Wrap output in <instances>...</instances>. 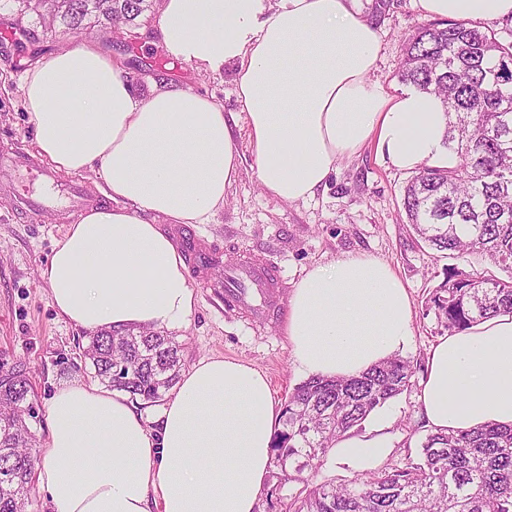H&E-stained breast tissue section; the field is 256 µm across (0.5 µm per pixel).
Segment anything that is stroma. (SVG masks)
<instances>
[{
	"instance_id": "35a3bbf8",
	"label": "stroma",
	"mask_w": 512,
	"mask_h": 512,
	"mask_svg": "<svg viewBox=\"0 0 512 512\" xmlns=\"http://www.w3.org/2000/svg\"><path fill=\"white\" fill-rule=\"evenodd\" d=\"M156 15V8H149L130 34L97 24L71 33L61 25L44 23L34 12L18 14L12 2L0 8V28L20 25L27 30L26 62L64 46L96 42L120 56L137 90H147L150 82L162 79L215 98L225 111H239L234 69L214 73L199 64L175 63L154 35ZM427 21L416 0H390L377 25L381 51L372 79L392 92L404 90L398 78L403 44ZM12 54V47L0 45V155L35 158L39 155L35 129L21 89L24 71L13 63ZM235 136L246 166L226 190L224 206L212 223L189 227L203 244L223 253V265L212 268L210 277L222 278L225 266L243 257L261 256L278 268L279 290L285 297L311 269L346 254L368 255L388 263L410 297L414 336L403 356L413 362L415 373L409 388L383 406L389 423L378 429L369 418L362 431L378 432L389 443L385 467L400 469L417 462L420 443L429 432L419 404L426 359L431 346L448 333L428 300L449 271L474 274L483 268L481 259L451 258L419 239L402 208L403 191L412 174L391 165L375 146L344 159L328 187L314 198L287 204L262 190L250 166L254 148L246 128H236ZM15 186L13 171L0 170V365L24 370L43 411L61 384L94 378L93 370L79 357L83 330L57 316L49 303V288L39 274L54 243L76 216L59 209L30 222L15 208ZM188 283L197 303L188 326L175 333L182 346L183 366L208 356L245 362L266 375L275 401H285L303 377L292 361L284 318L252 326L201 279L192 276Z\"/></svg>"
}]
</instances>
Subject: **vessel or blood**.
<instances>
[{
    "mask_svg": "<svg viewBox=\"0 0 512 512\" xmlns=\"http://www.w3.org/2000/svg\"><path fill=\"white\" fill-rule=\"evenodd\" d=\"M18 203L21 212L35 222L43 212L56 205H65L68 211L75 213L94 206L95 200L80 184L74 183L69 185L65 196L59 197L50 191L38 195L26 191L20 193ZM182 243L189 262L199 275H207L214 263V254L191 235H183ZM278 281V270L271 262L251 258L225 269L224 279L218 287L229 306L244 310L252 323L260 324L276 317L280 310L276 292Z\"/></svg>",
    "mask_w": 512,
    "mask_h": 512,
    "instance_id": "obj_1",
    "label": "vessel or blood"
}]
</instances>
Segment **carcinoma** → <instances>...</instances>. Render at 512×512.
<instances>
[{
  "label": "carcinoma",
  "mask_w": 512,
  "mask_h": 512,
  "mask_svg": "<svg viewBox=\"0 0 512 512\" xmlns=\"http://www.w3.org/2000/svg\"><path fill=\"white\" fill-rule=\"evenodd\" d=\"M149 0H57V12L40 14L77 33L84 22L107 24L114 13L131 22ZM400 80L442 99L449 115L445 147L453 167L424 165L403 191V209L430 248L454 258L482 254L512 270V29L499 33L469 22L423 25L408 39ZM448 332L484 319L512 315V276H463L448 270L429 298ZM180 345L164 331L93 334L84 357L95 376L133 400L155 402L174 386ZM414 368L387 359L349 379L311 377L284 402L273 437L277 486L298 482L299 492L279 501V512H512V426L430 432L419 462L377 469L343 483H311L337 439L356 434L376 408L408 389ZM0 385V512H25L37 463L38 417L23 370H9Z\"/></svg>",
  "instance_id": "obj_1"
}]
</instances>
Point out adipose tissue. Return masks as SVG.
<instances>
[{"label": "adipose tissue", "mask_w": 512, "mask_h": 512, "mask_svg": "<svg viewBox=\"0 0 512 512\" xmlns=\"http://www.w3.org/2000/svg\"><path fill=\"white\" fill-rule=\"evenodd\" d=\"M355 0H160L156 36L175 59L235 70L239 111L188 89L140 92L93 42L38 58L23 76L41 155L57 170L99 172L112 207L69 226L40 277L57 314L81 329H183L196 297L172 224H208L242 165L246 123L257 178L278 201L327 186L339 163L376 145L403 170L451 167L441 99L372 80L381 50ZM430 17L512 22V0H416ZM284 330L306 376L351 378L413 336L408 292L385 262L346 255L292 288ZM420 403L433 430L512 425V317L441 337ZM281 406L250 364L199 359L152 417L93 382L58 388L36 475L55 512H261ZM354 471L388 452L338 439Z\"/></svg>", "instance_id": "adipose-tissue-1"}]
</instances>
